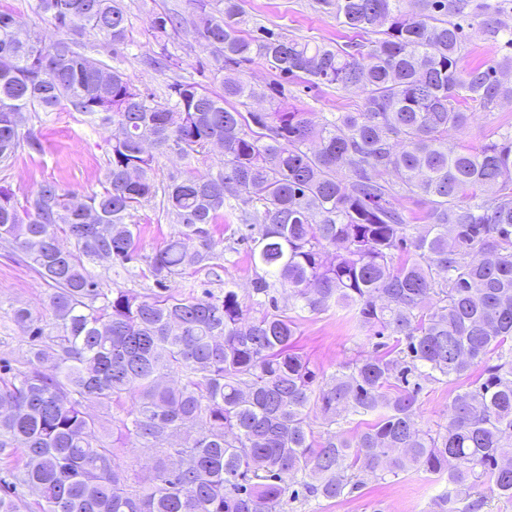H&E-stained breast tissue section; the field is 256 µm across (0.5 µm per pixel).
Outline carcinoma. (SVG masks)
<instances>
[{
	"label": "carcinoma",
	"mask_w": 512,
	"mask_h": 512,
	"mask_svg": "<svg viewBox=\"0 0 512 512\" xmlns=\"http://www.w3.org/2000/svg\"><path fill=\"white\" fill-rule=\"evenodd\" d=\"M36 2L62 34L50 45L0 10V165L24 147L45 152L27 123L67 107L112 147L103 191L76 207L50 182L21 202L0 192V246L52 286L56 317L47 329L26 307L11 312L30 342L20 366L0 365V512H285L301 495L339 499L366 476L410 472L444 482L431 512H479L485 489L512 498V132L479 151L448 147L470 109L512 99L497 77L512 57L459 75L463 32L449 16L469 0H419L417 11L319 0L375 36L366 53L266 27L246 34L243 0H186L183 13L151 16L144 57L167 68L165 38L189 23L223 93L176 80L163 103L79 51L87 32L113 51L131 42L126 0ZM255 58L312 85L358 88L363 102L318 123L272 96L265 111L240 112L230 103L266 97L236 76ZM215 138L222 170L159 185L157 155L190 159ZM158 196L178 225L148 257L160 293L102 287L86 263L136 261V213ZM401 198L424 205V230ZM239 204L252 211L233 233L263 270L257 308L232 288L220 298L170 287L217 259L209 225ZM279 285L296 315L271 295ZM332 306L393 344L319 381L294 346L297 319ZM461 379L448 423L417 427L425 385ZM90 403L119 411L112 440ZM349 416L366 418L352 437ZM134 445L153 457L145 476L129 474Z\"/></svg>",
	"instance_id": "carcinoma-1"
}]
</instances>
